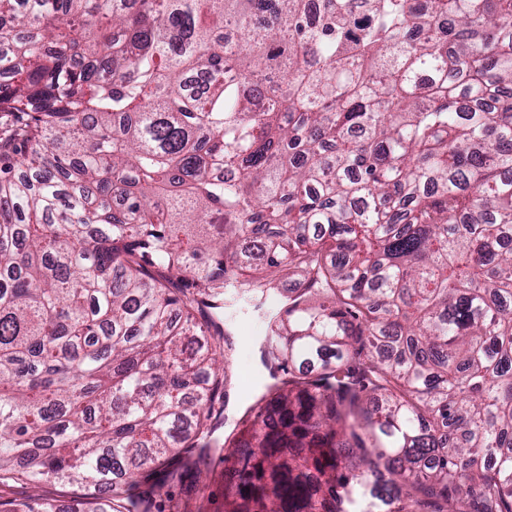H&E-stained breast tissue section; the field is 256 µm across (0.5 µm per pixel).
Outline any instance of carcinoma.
<instances>
[{
    "instance_id": "1",
    "label": "carcinoma",
    "mask_w": 512,
    "mask_h": 512,
    "mask_svg": "<svg viewBox=\"0 0 512 512\" xmlns=\"http://www.w3.org/2000/svg\"><path fill=\"white\" fill-rule=\"evenodd\" d=\"M0 77V481L512 512V0H0ZM229 328L233 333V350L231 351L232 365L230 373L233 374L230 405V416L235 412L236 403L245 408L250 401L240 390L251 381L253 374L256 380L263 372L260 362L259 340L264 336L266 323L264 318L245 304L224 307V329Z\"/></svg>"
}]
</instances>
